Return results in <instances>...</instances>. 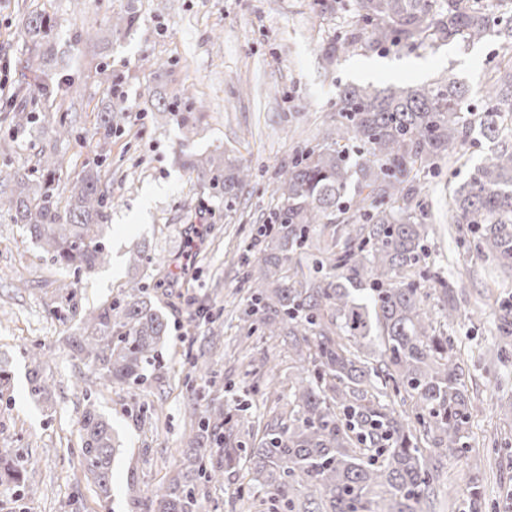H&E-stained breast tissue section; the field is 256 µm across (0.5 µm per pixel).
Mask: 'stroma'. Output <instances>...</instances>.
<instances>
[{"mask_svg": "<svg viewBox=\"0 0 512 512\" xmlns=\"http://www.w3.org/2000/svg\"><path fill=\"white\" fill-rule=\"evenodd\" d=\"M313 0H0V96L23 79L28 45L23 39L29 12L49 15L59 44L68 51L60 77L73 91V106L38 101L37 139L12 137V115L0 107V170L35 166L39 152L65 155L70 172L93 157L91 134L97 112L110 103L112 88L124 95L118 129L106 145L111 167L104 181L115 202L110 211L109 260L90 275L75 278L72 299L61 298L64 274L47 254L24 240L21 225L0 217V366L9 370L0 390V453L27 449L36 464L26 474L32 496L0 493V512H142L153 493L184 464L192 406L224 403L256 383L252 359L268 357L280 385L291 375L281 339L249 334L240 318L247 285L238 260L239 243L251 241L275 207L268 186L296 151L314 146L320 131L338 116L337 95L355 83L354 67L386 61L370 76L387 87L430 83L455 74L480 103L488 74L502 61L497 38L475 44L425 41L412 50H372L327 61L322 46L353 30V9L321 16ZM135 8L139 21L128 31L111 27L113 15ZM98 31L96 46L82 38ZM107 65L110 78L96 72ZM192 88L197 103L180 93ZM66 119L81 142L56 140L54 126ZM194 127L183 136V124ZM232 152L253 169L249 185L232 209L214 197L184 162L188 156ZM467 167L441 162L422 175L421 196L429 205L437 235L430 244L433 270L453 282L461 301L449 333L469 368L473 398L470 443L482 463L471 472L449 462L451 512H469L470 486L479 483L486 501L512 512V456L490 448L493 437L512 439V416L501 411L512 400V360L496 358L500 336L485 285L497 277L512 293V278L494 275V262L478 257L450 233L448 203ZM208 222L196 248L187 238ZM164 256L176 277L151 297L170 324L168 341L145 379L136 386L102 387L96 373L73 356L81 319L105 300L117 298L135 274L136 247ZM220 315L224 331L211 341L196 309ZM49 362L44 404L28 396L29 351ZM204 357L215 378L200 395L186 386L195 357ZM109 418L121 446L112 464L109 493H102L80 466L77 418L87 402ZM245 467L225 472L224 481L201 487L202 512H257L256 501L239 493Z\"/></svg>", "mask_w": 512, "mask_h": 512, "instance_id": "obj_1", "label": "stroma"}]
</instances>
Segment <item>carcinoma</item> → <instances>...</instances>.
<instances>
[{
  "label": "carcinoma",
  "mask_w": 512,
  "mask_h": 512,
  "mask_svg": "<svg viewBox=\"0 0 512 512\" xmlns=\"http://www.w3.org/2000/svg\"><path fill=\"white\" fill-rule=\"evenodd\" d=\"M364 27L324 47L400 51L426 39L478 44L496 35L512 42V24L484 0H354ZM53 23L43 13L28 17L31 43L24 69L37 72L47 54ZM40 80L18 86L6 98L14 130L34 132L26 111L30 97L49 98ZM469 90L453 75L413 87L347 85L340 90L339 119L304 148L272 181L274 220L262 231L266 247H245L246 319L264 336L288 343L294 376L288 413L266 424L259 441L239 439L252 396H277L270 386L252 389L232 406L206 407L198 434L189 441L186 464L159 488L147 512H200L199 487L221 483L224 471L248 463L247 492L264 512H436L442 503L448 459L468 461L471 394L467 363L454 338L437 323L456 319V291L447 280L426 275L432 223L416 180L404 173L429 172L463 148L480 130L493 147L453 189L451 223L469 235L477 256L512 271V58L502 61L485 85V106L469 108ZM118 114L97 113L94 134L112 138ZM108 154L89 159L70 182L61 207L56 187L64 162L54 153L39 159L43 174L27 168L0 173V215L27 227L30 240L64 270L87 275L107 262L112 200L102 183ZM188 167L213 193L234 201L251 169L225 154L194 155ZM348 226L316 252H305L330 225ZM134 268L160 269L145 249L133 251ZM149 284L129 282L121 297L105 300L82 321L76 358L105 383H139L154 366L168 336V321L150 300ZM437 303H428L430 293ZM497 360L512 358V294L495 299ZM28 394L36 402L48 390L45 365L30 354ZM77 424L82 472L104 493L120 447L112 424L88 403ZM224 434L209 438V428ZM33 465L29 453L0 454V488L23 486Z\"/></svg>",
  "instance_id": "cac0c4a2"
}]
</instances>
